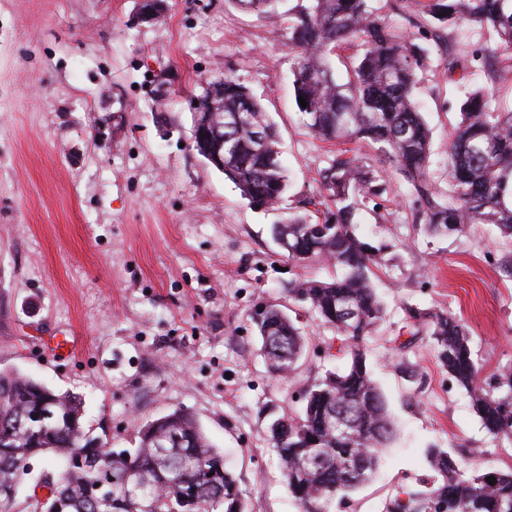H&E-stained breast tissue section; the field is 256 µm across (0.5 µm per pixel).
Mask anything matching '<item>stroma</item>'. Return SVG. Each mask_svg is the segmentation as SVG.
I'll use <instances>...</instances> for the list:
<instances>
[{
    "label": "stroma",
    "instance_id": "35a3bbf8",
    "mask_svg": "<svg viewBox=\"0 0 512 512\" xmlns=\"http://www.w3.org/2000/svg\"><path fill=\"white\" fill-rule=\"evenodd\" d=\"M304 3L257 14L232 0H163L148 20L143 0H0V370L80 395L86 424L117 448L144 422L189 411L237 475L246 512H299L267 427L337 366L323 355L332 330L304 307L296 324L309 346L290 381L268 370L249 321L259 300L288 304L289 283L332 274L288 260L270 234L318 195L337 150L295 102L288 15ZM373 6L428 51L416 96L432 130L433 188L445 193L448 136L486 77L448 70L440 49L461 56L495 38L468 24L417 28L414 0ZM226 74L278 129L290 180L279 210L250 207L193 147L192 102ZM358 234L387 247L372 276L387 316L367 347L398 437L376 478L335 512H384L396 488L430 481V446L512 469V443L488 435L428 340L404 352L395 343L406 306L444 310L463 319L484 374L512 364V278L500 268L512 240L486 224L427 237L420 200L395 174L381 205L361 211Z\"/></svg>",
    "mask_w": 512,
    "mask_h": 512
}]
</instances>
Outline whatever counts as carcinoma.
Returning <instances> with one entry per match:
<instances>
[{
  "instance_id": "carcinoma-1",
  "label": "carcinoma",
  "mask_w": 512,
  "mask_h": 512,
  "mask_svg": "<svg viewBox=\"0 0 512 512\" xmlns=\"http://www.w3.org/2000/svg\"><path fill=\"white\" fill-rule=\"evenodd\" d=\"M280 0H234L237 7L272 11ZM369 0H307L288 25L293 51L295 97L306 127L328 141L350 140L376 148L424 201L425 232L465 233L471 224H493L512 239V111L491 107L495 86L474 89L460 104V120L448 143V196L431 191L428 174L431 132L414 98L425 50L398 33L368 5ZM424 14L448 26L465 23L491 31L512 47V0H426ZM362 52L350 58L349 79L336 83L332 56L349 43ZM224 83V97L209 87ZM209 114L212 142L207 161L248 204L276 207L288 190L279 135L260 99L231 76L206 83L196 97ZM388 174L356 157L334 155L318 173L322 218L293 215L271 228L273 241L299 263L324 261L335 271L326 281L289 284L288 298L304 305L322 325L336 331L325 348L345 358L342 369L308 383L304 407L268 427L300 512H331L369 483L381 450L397 436L386 399L367 367V339L385 308L373 288L381 249L356 233L366 199L381 198ZM411 348L420 334L433 345L439 365L464 389L483 428L512 442V365L488 384L480 379L470 335L461 320L443 311L406 309ZM267 367L292 377L305 355L306 338L283 306L258 302L250 314ZM57 412L53 423L36 419ZM182 438L169 443L172 434ZM136 447L114 448L107 436L83 422L81 398L60 393L18 371L0 370V509L16 498L3 495L17 472L36 456L59 465L43 512H245L238 477L224 463L193 415L176 409L140 426ZM434 480L399 488L385 512H512V470L466 468L444 448L425 449ZM112 475V492L98 488L100 470ZM492 481H487V478Z\"/></svg>"
}]
</instances>
